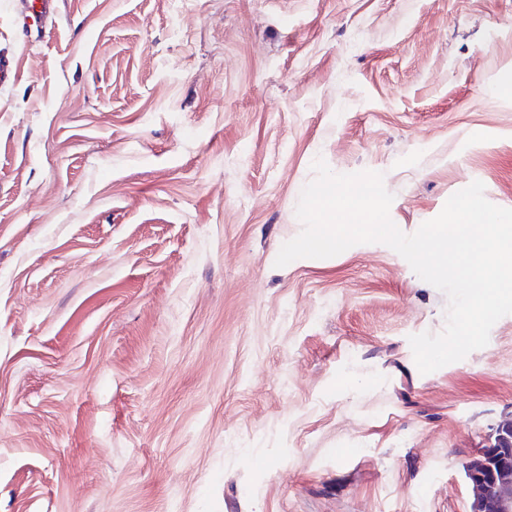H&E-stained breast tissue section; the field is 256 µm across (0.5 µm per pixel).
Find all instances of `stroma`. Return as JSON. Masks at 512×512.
I'll return each instance as SVG.
<instances>
[{
  "label": "stroma",
  "mask_w": 512,
  "mask_h": 512,
  "mask_svg": "<svg viewBox=\"0 0 512 512\" xmlns=\"http://www.w3.org/2000/svg\"><path fill=\"white\" fill-rule=\"evenodd\" d=\"M0 512H471L512 315L390 247L279 267L323 159L512 208V0H0Z\"/></svg>",
  "instance_id": "1"
}]
</instances>
